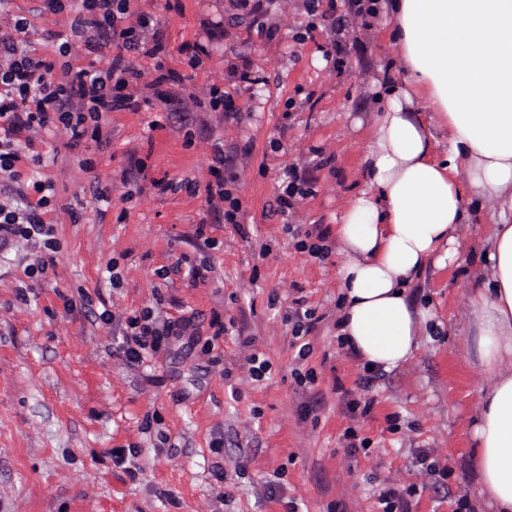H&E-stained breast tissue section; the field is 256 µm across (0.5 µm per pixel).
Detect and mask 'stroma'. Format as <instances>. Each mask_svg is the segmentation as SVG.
Wrapping results in <instances>:
<instances>
[{"label":"stroma","instance_id":"1","mask_svg":"<svg viewBox=\"0 0 512 512\" xmlns=\"http://www.w3.org/2000/svg\"><path fill=\"white\" fill-rule=\"evenodd\" d=\"M140 0L162 51L134 57L140 108L105 115L100 145L57 128L35 139L42 177L55 184L47 216L58 247L0 244V512H380L382 488H414L408 512H454L475 482L469 423L486 376L465 325L472 286L464 269H429L410 291L439 326L402 368L364 384L365 368L336 334L340 302L336 220L364 189L371 81L391 60V39L365 25L334 33L303 0L273 12L274 39L247 26L206 39L225 0ZM306 34L296 43L295 33ZM208 45L202 68L184 45ZM180 73L189 112H170L171 86L156 64ZM255 84H232L230 66ZM237 90L239 119L209 109L203 87ZM231 160L237 224L208 222L204 195L158 193L153 183L210 179L215 144ZM95 160L93 170L80 167ZM308 192L282 216L275 198L288 167ZM110 188L111 204L91 184ZM124 223H117L119 211ZM321 236L324 259L298 249ZM44 257L47 271L27 268ZM189 260L204 284L156 272ZM150 309L179 321L142 364L121 347L129 318ZM316 321L292 335L299 310ZM311 352L297 361L300 342ZM315 380L298 384L296 372ZM370 400L350 417L349 400ZM355 428L367 451L349 455ZM449 467L433 486L420 450Z\"/></svg>","mask_w":512,"mask_h":512}]
</instances>
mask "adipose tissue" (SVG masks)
I'll return each instance as SVG.
<instances>
[{
	"mask_svg": "<svg viewBox=\"0 0 512 512\" xmlns=\"http://www.w3.org/2000/svg\"><path fill=\"white\" fill-rule=\"evenodd\" d=\"M369 21L396 54L353 120L371 135L366 186L335 231L337 333L364 366L409 362L430 319L410 288L462 264L470 206L492 203L466 312L490 380L469 437L477 512H512V0H376Z\"/></svg>",
	"mask_w": 512,
	"mask_h": 512,
	"instance_id": "ef3b65f1",
	"label": "adipose tissue"
}]
</instances>
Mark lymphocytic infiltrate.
Listing matches in <instances>:
<instances>
[{
    "mask_svg": "<svg viewBox=\"0 0 512 512\" xmlns=\"http://www.w3.org/2000/svg\"><path fill=\"white\" fill-rule=\"evenodd\" d=\"M10 2L0 0V238L38 240L50 250L55 241L44 215L55 197V185L48 178L23 181L19 162L27 161L32 171H39L43 157L32 153L33 138L57 127L69 130L74 141L101 142L104 113L133 106L128 88L142 73L133 66L131 55L152 58L161 47L155 42L153 17L135 9L134 0H39L41 11L72 16L69 34H54L49 50L41 53L32 39L30 21L13 13ZM268 2L228 0L224 21L207 30V37L245 19L258 34L274 38L278 27L267 18ZM110 45L117 51L105 68L73 69V50L98 57ZM224 165V148L218 145L209 167L212 180L206 187L189 179H161L154 186L163 194L181 189L194 195L205 190L216 220L234 224L241 204L227 187ZM173 327L172 321L160 316L147 324L129 319L122 341L128 360L140 362Z\"/></svg>",
    "mask_w": 512,
    "mask_h": 512,
    "instance_id": "f902f5d3",
    "label": "lymphocytic infiltrate"
}]
</instances>
